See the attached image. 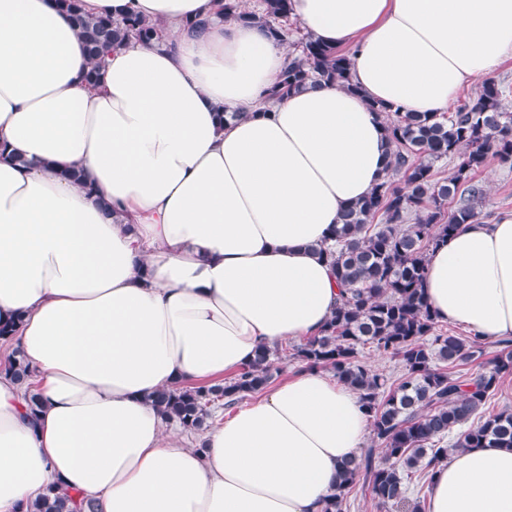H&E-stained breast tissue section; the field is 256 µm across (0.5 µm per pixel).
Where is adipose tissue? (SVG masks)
I'll use <instances>...</instances> for the list:
<instances>
[{"mask_svg": "<svg viewBox=\"0 0 512 512\" xmlns=\"http://www.w3.org/2000/svg\"><path fill=\"white\" fill-rule=\"evenodd\" d=\"M81 4L164 41L113 48L91 85L55 0H0V326L41 402L30 417L0 369V512L52 486L99 512H323L369 433L332 374L300 369L216 421L201 453L148 397L321 332L343 290L316 248L390 162L374 103L450 112L512 56V0H291L351 50L358 90L270 103L288 49L216 19L219 0ZM423 288L439 321L512 338V216L440 243ZM426 512H512V448L437 465Z\"/></svg>", "mask_w": 512, "mask_h": 512, "instance_id": "1", "label": "adipose tissue"}]
</instances>
